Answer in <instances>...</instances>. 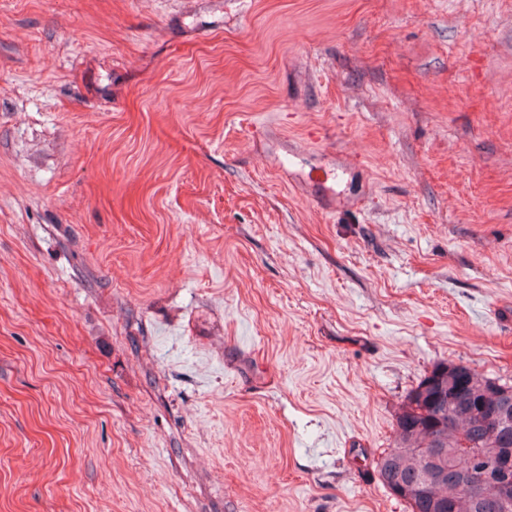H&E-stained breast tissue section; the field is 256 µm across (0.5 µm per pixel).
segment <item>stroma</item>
<instances>
[{
	"label": "stroma",
	"instance_id": "35a3bbf8",
	"mask_svg": "<svg viewBox=\"0 0 512 512\" xmlns=\"http://www.w3.org/2000/svg\"><path fill=\"white\" fill-rule=\"evenodd\" d=\"M442 362L512 384V0H0V512H409Z\"/></svg>",
	"mask_w": 512,
	"mask_h": 512
}]
</instances>
